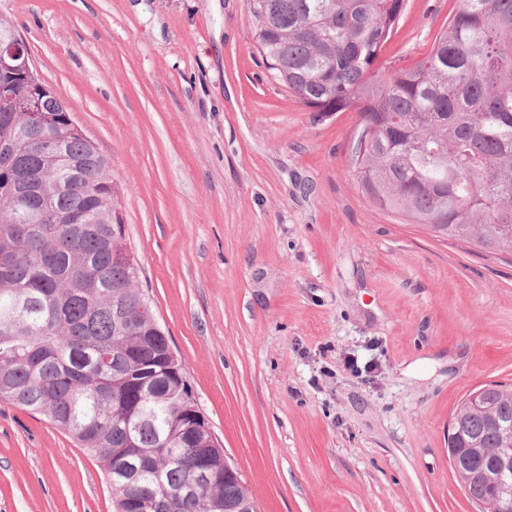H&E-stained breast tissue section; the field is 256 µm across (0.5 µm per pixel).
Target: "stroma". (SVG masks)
Masks as SVG:
<instances>
[{
	"label": "stroma",
	"mask_w": 512,
	"mask_h": 512,
	"mask_svg": "<svg viewBox=\"0 0 512 512\" xmlns=\"http://www.w3.org/2000/svg\"><path fill=\"white\" fill-rule=\"evenodd\" d=\"M457 0H406L425 56ZM103 152L140 286L259 512H477L448 456L462 399L512 384V256L382 211L358 113L314 116L247 0H0ZM0 512H114L100 462L0 405Z\"/></svg>",
	"instance_id": "1"
}]
</instances>
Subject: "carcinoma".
Instances as JSON below:
<instances>
[{"mask_svg":"<svg viewBox=\"0 0 512 512\" xmlns=\"http://www.w3.org/2000/svg\"><path fill=\"white\" fill-rule=\"evenodd\" d=\"M429 53L380 61L405 0H248L262 59L313 112L353 110L377 126L356 164L379 208L437 237L512 254V0H458ZM85 162L67 177L45 148ZM98 147L66 126L63 101L39 118L0 101V404L48 418L102 464L115 512H225L253 495L242 478L195 482L224 452L182 360L139 288L119 190ZM450 448H498L512 390L461 403ZM472 463L465 485L490 490Z\"/></svg>","mask_w":512,"mask_h":512,"instance_id":"1","label":"carcinoma"}]
</instances>
